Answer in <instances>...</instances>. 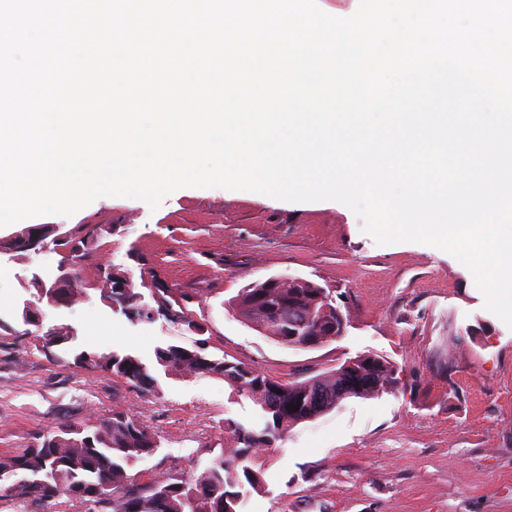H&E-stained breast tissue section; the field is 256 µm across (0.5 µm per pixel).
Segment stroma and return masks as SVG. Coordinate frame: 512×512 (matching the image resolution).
<instances>
[{
	"label": "stroma",
	"mask_w": 512,
	"mask_h": 512,
	"mask_svg": "<svg viewBox=\"0 0 512 512\" xmlns=\"http://www.w3.org/2000/svg\"><path fill=\"white\" fill-rule=\"evenodd\" d=\"M40 221L108 233L82 266L88 294L68 305L38 298L61 275L59 251L0 253V457L117 411L160 443L137 466L144 477L189 474L223 448L225 420L264 423L250 399L215 377L163 376L148 394L118 376L62 365L33 346L43 328H69L78 348L130 353L149 365L157 348H191L203 337L210 355L282 383L376 354L394 364L395 389L344 400L285 433L263 489L246 495L241 512H512V328L486 310L484 293L452 255L414 242L377 244L332 201L220 188L179 189L155 210L102 197L73 216ZM109 266L189 295L204 332L113 311L98 291ZM271 276H300L330 292L349 319L344 335L291 348L231 309L240 290ZM29 305L40 326L23 323Z\"/></svg>",
	"instance_id": "obj_1"
}]
</instances>
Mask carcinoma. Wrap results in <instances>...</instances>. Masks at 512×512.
Returning <instances> with one entry per match:
<instances>
[{"label": "carcinoma", "instance_id": "cac0c4a2", "mask_svg": "<svg viewBox=\"0 0 512 512\" xmlns=\"http://www.w3.org/2000/svg\"><path fill=\"white\" fill-rule=\"evenodd\" d=\"M35 228L42 240H51L65 253L63 261L71 270L70 287L54 292L42 288L39 298L52 304H68L84 293L78 267L105 230L88 225L65 233L50 224H37ZM101 284V297L130 318L150 321L162 315L202 330L167 288L151 291L156 298V305L152 306L144 302L142 293L135 291L131 278L120 271L104 269ZM325 299L324 288L307 279L295 288L286 282L277 288H265L256 282L233 297L230 305L264 331L266 307L286 308L289 318L306 325L324 314ZM74 339L62 328H50L34 337V346L51 354ZM206 350L204 340L193 349L168 345L155 351V362L167 375L224 379L233 393L251 399L267 416L263 428L248 429L227 420L224 448L201 469L189 475L168 471L142 482L129 471L154 456L160 445L146 425L126 413L115 412L79 428L64 427L20 454L1 457L0 499L50 502L67 496L91 504L89 512H240L242 489L257 491L263 486L265 465L275 441L296 425L334 409L336 399L305 411L293 412L290 405L306 403L308 393L316 386L336 394L343 371L338 368L305 381L283 384L264 374L252 375L243 363L212 357ZM348 363L352 372L366 380L362 390L352 394L354 398L377 396L395 382L394 365L382 357L359 355ZM73 365L111 373L150 394L159 388L158 379L147 365L131 354L82 349L73 354Z\"/></svg>", "mask_w": 512, "mask_h": 512}]
</instances>
